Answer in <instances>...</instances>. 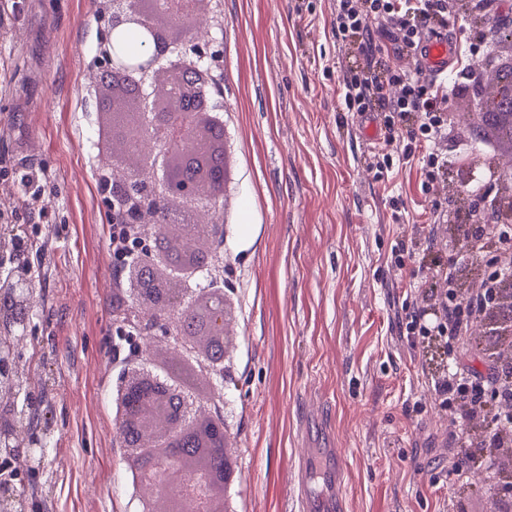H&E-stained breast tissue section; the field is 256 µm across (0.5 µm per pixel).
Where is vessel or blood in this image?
<instances>
[{"mask_svg": "<svg viewBox=\"0 0 512 512\" xmlns=\"http://www.w3.org/2000/svg\"><path fill=\"white\" fill-rule=\"evenodd\" d=\"M458 55L456 42L447 36H434L423 44L420 61L424 71L436 80L447 79L449 68ZM321 455L324 464L313 469L314 455ZM342 451L324 448L313 451L306 448L294 462V497L296 512H345L344 472Z\"/></svg>", "mask_w": 512, "mask_h": 512, "instance_id": "obj_1", "label": "vessel or blood"}]
</instances>
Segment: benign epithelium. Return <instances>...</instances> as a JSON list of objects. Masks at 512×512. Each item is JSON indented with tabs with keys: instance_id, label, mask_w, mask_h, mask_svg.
Returning <instances> with one entry per match:
<instances>
[{
	"instance_id": "7a95c632",
	"label": "benign epithelium",
	"mask_w": 512,
	"mask_h": 512,
	"mask_svg": "<svg viewBox=\"0 0 512 512\" xmlns=\"http://www.w3.org/2000/svg\"><path fill=\"white\" fill-rule=\"evenodd\" d=\"M112 40L103 45L93 61L99 76L121 79L138 77L136 119L129 123L112 109L114 132L138 147L144 165L125 168L114 179L112 194L140 201L141 210H168L179 202L176 215L181 236H200L209 242L207 252L192 262V271L207 272L208 288H192L189 269L160 249L154 224L142 226L133 247V258L120 262L126 294L121 326L139 333L129 344L125 368L115 398L118 410L115 429L125 461L136 463L137 484L162 485L177 472L184 476L177 494L162 492L158 498L140 500L141 512H223L220 495L224 484L234 480L236 459L227 448V429L217 394L224 386V356L216 354L232 344L227 331L224 299V157L208 154L207 178L202 184L188 176L191 161H200L207 148V129L199 123L206 114L212 132L224 135L219 100L224 85V60L220 43L201 40L196 31L202 18L224 28L222 0H105ZM128 29L140 32L148 50L128 56L118 45ZM34 281L0 278V390L9 398L26 393L34 399L41 391L18 369L19 345L28 338L33 307ZM203 309L198 329L218 339L217 349L200 348L196 337L183 329L184 310ZM168 340L174 361L166 372L154 369L153 354L143 342L158 337ZM204 424L201 447L219 456L220 469H193L184 455L187 434ZM48 427L38 426L19 414L0 426V444L7 453L0 469L19 457L38 472L45 464ZM36 501L26 498L13 480H0V512H36Z\"/></svg>"
}]
</instances>
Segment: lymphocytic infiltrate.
Wrapping results in <instances>:
<instances>
[{"instance_id": "obj_1", "label": "lymphocytic infiltrate", "mask_w": 512, "mask_h": 512, "mask_svg": "<svg viewBox=\"0 0 512 512\" xmlns=\"http://www.w3.org/2000/svg\"><path fill=\"white\" fill-rule=\"evenodd\" d=\"M495 4L496 0H336V33L359 40L363 55L361 65L343 80V105L347 111L373 112L381 118L386 148L377 155V177H384L395 162L419 158L427 178H434L442 159L437 146L451 139L453 132L445 107L450 93L476 97L494 80L498 96L512 94V53L502 50L489 33L483 37L481 60L465 65L451 89L408 70L384 80L379 75L384 64L374 48L371 20H378L391 34L392 55L397 58L418 50L427 33L447 26L458 11L489 17ZM509 181L512 171L497 168L485 189L477 192L475 207L485 219L469 234L464 256L451 259L444 276L445 282L455 284L463 261L485 262L487 270L477 292L457 299L441 294L434 322H426L423 312L415 311L400 322L399 333L410 341L442 337L452 372L435 380L436 396L462 425L480 417L486 406H493L499 440L512 446V352L478 369L470 362L469 336L474 321L487 325L496 319L512 329V302L495 297L504 278L512 274V225L501 223L494 196Z\"/></svg>"}]
</instances>
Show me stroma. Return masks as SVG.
<instances>
[{
	"mask_svg": "<svg viewBox=\"0 0 512 512\" xmlns=\"http://www.w3.org/2000/svg\"><path fill=\"white\" fill-rule=\"evenodd\" d=\"M336 0H223L224 290L235 338L224 360V421L238 470L228 512H294L302 412L314 448L345 451L350 512H492L489 476L458 499V435L432 391L439 353L398 323L432 310L448 226L444 174L420 164L376 179L364 117L343 111L358 42L333 24ZM0 0V237L30 231L33 335L21 371L44 383L45 470L23 489L40 512H137L113 438L124 369L115 336L113 227L94 166L108 104L89 68L106 20L95 0ZM405 250L415 259L398 264Z\"/></svg>",
	"mask_w": 512,
	"mask_h": 512,
	"instance_id": "obj_1",
	"label": "stroma"
}]
</instances>
